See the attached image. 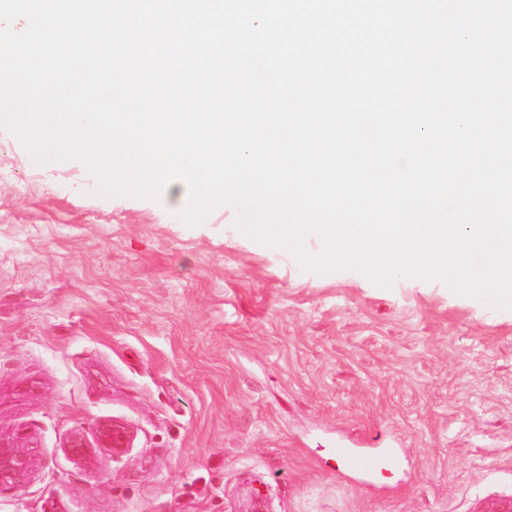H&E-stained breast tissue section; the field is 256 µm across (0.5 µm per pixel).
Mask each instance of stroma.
I'll list each match as a JSON object with an SVG mask.
<instances>
[{
	"label": "stroma",
	"mask_w": 512,
	"mask_h": 512,
	"mask_svg": "<svg viewBox=\"0 0 512 512\" xmlns=\"http://www.w3.org/2000/svg\"><path fill=\"white\" fill-rule=\"evenodd\" d=\"M0 129V435L35 458L0 512H481L512 498V309L443 281L303 270L185 224L179 180L101 196ZM118 421L121 459L70 436ZM400 448L352 479L335 448ZM132 435L129 428L119 422L101 423L95 434L93 442L83 435H72L65 448L69 455L87 466L94 465L99 453H108L112 459H121L129 450Z\"/></svg>",
	"instance_id": "35a3bbf8"
}]
</instances>
